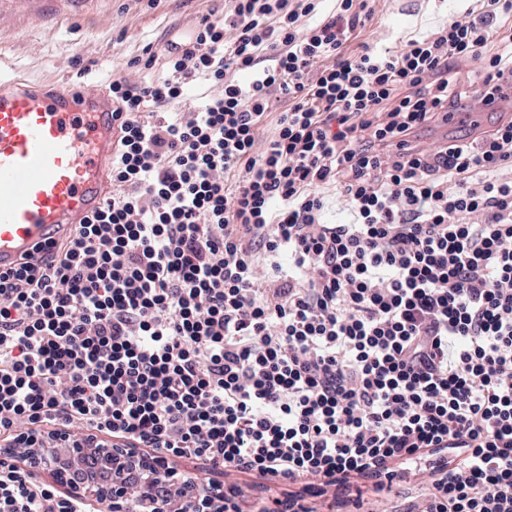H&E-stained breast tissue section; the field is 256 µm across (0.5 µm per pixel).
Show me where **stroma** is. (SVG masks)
Segmentation results:
<instances>
[{
	"mask_svg": "<svg viewBox=\"0 0 512 512\" xmlns=\"http://www.w3.org/2000/svg\"><path fill=\"white\" fill-rule=\"evenodd\" d=\"M358 37L373 49L396 48L460 16L463 0H375ZM224 15V0H56L35 13L28 0H0V76L42 83L54 78L107 89L113 78L140 79L129 62L203 15ZM92 69H85L86 60Z\"/></svg>",
	"mask_w": 512,
	"mask_h": 512,
	"instance_id": "stroma-1",
	"label": "stroma"
}]
</instances>
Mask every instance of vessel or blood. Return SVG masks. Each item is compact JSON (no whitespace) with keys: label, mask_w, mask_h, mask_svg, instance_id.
<instances>
[{"label":"vessel or blood","mask_w":512,"mask_h":512,"mask_svg":"<svg viewBox=\"0 0 512 512\" xmlns=\"http://www.w3.org/2000/svg\"><path fill=\"white\" fill-rule=\"evenodd\" d=\"M115 144L109 96L0 79V272L100 209Z\"/></svg>","instance_id":"b4317fda"}]
</instances>
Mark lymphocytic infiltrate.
I'll list each match as a JSON object with an SVG mask.
<instances>
[{"label":"lymphocytic infiltrate","instance_id":"f902f5d3","mask_svg":"<svg viewBox=\"0 0 512 512\" xmlns=\"http://www.w3.org/2000/svg\"><path fill=\"white\" fill-rule=\"evenodd\" d=\"M321 2L224 0L132 59L162 77L113 79L111 197L0 273L17 460L54 426L156 461L152 512L208 494L176 459L223 471L224 512H512V122L414 141L512 83V0L358 54L372 7ZM17 460L0 512H86Z\"/></svg>","mask_w":512,"mask_h":512}]
</instances>
